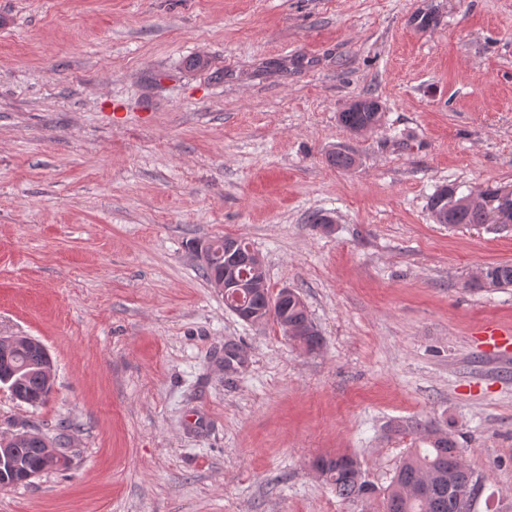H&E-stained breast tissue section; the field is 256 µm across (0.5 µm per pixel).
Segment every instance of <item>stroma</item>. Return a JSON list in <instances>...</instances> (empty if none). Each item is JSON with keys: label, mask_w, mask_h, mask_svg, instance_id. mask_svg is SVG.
I'll return each mask as SVG.
<instances>
[{"label": "stroma", "mask_w": 512, "mask_h": 512, "mask_svg": "<svg viewBox=\"0 0 512 512\" xmlns=\"http://www.w3.org/2000/svg\"><path fill=\"white\" fill-rule=\"evenodd\" d=\"M449 183L512 187V0H0V336L55 373L38 407L0 387V436L68 426L0 512H372L312 463L385 489L411 419L453 423L471 512H512V345L482 336L512 288L470 285L512 228L436 223ZM225 236L319 351L225 308L193 252ZM380 118L378 102L367 97L355 100L338 116L340 124L352 133H358L367 127L376 126Z\"/></svg>", "instance_id": "stroma-1"}]
</instances>
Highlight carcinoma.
I'll return each instance as SVG.
<instances>
[{
    "instance_id": "obj_1",
    "label": "carcinoma",
    "mask_w": 512,
    "mask_h": 512,
    "mask_svg": "<svg viewBox=\"0 0 512 512\" xmlns=\"http://www.w3.org/2000/svg\"><path fill=\"white\" fill-rule=\"evenodd\" d=\"M380 118L378 102L367 97L355 100L338 116L340 124L352 133L377 125ZM500 192L501 188L489 186L481 191L482 200L473 203L468 201V196L458 195L456 186L448 184L430 196L429 209L444 217L451 227L484 224L487 214L498 206ZM210 249L211 262L200 266L207 279L220 273L226 262L221 240L210 243ZM481 274L496 289L512 287V265L509 263L486 265ZM277 299L278 295L269 290L252 291L245 296L242 310L257 318L265 316L277 325L281 316L297 328L311 321L305 303L290 298L278 307H271ZM10 354L9 361H0V384L12 393L24 396L29 405L46 403L52 394L48 386L47 362L22 341L10 348ZM406 429L423 431L422 440L426 447L409 452L380 498L375 486L366 479L357 458L351 455L319 457L312 467L343 499L379 500L378 512H469L457 493L472 492L477 480L463 461L451 428L433 424L423 426L419 422L394 427L396 432ZM8 447L16 449L29 467L48 471V462L35 453L28 440L13 434Z\"/></svg>"
}]
</instances>
